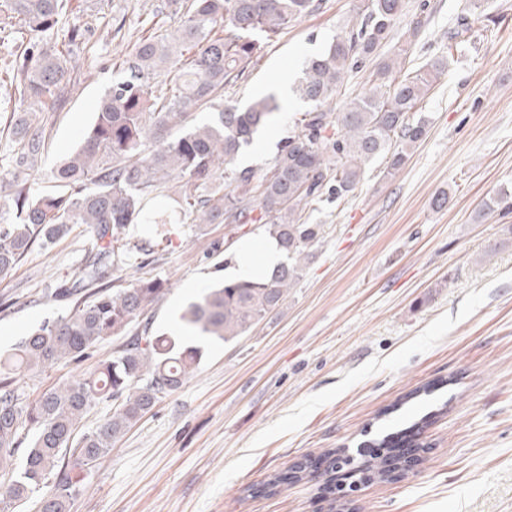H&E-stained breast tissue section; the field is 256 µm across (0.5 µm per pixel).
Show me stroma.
<instances>
[{"mask_svg":"<svg viewBox=\"0 0 512 512\" xmlns=\"http://www.w3.org/2000/svg\"><path fill=\"white\" fill-rule=\"evenodd\" d=\"M320 9L266 44L258 62L224 92L228 104L296 82L304 61L322 52L355 12L357 0H320ZM388 55L412 20L423 27L410 61L419 67L452 53L422 110L426 138L395 176L371 164L345 199L308 207L321 225L314 258L282 307L252 333L205 345L197 371L161 398L91 470L71 512H324L323 485L293 483L266 495L269 476L302 458L326 463L327 448L355 449L377 432L397 446L422 438L427 450L387 484L369 482L349 512H512V212L476 220L480 202L512 190V0H405ZM183 0H69L50 36L75 46L71 83L45 106L47 139L31 180L79 146L112 82V59L131 53L142 20L162 14L178 26ZM470 30L449 45L458 17ZM308 106L291 97L262 129V152L245 148L239 168L263 174ZM448 192L443 208L435 195ZM166 239L119 271L121 284L168 279L152 311L155 329L178 333L182 309L226 275L237 249L266 238L264 225L213 224L207 235L171 224ZM84 224L50 246L34 244L0 275V352L43 321L70 313L51 299L73 277L91 244ZM489 261L476 257L489 247ZM113 337L91 358L23 372L32 399L90 372L120 345ZM435 391L411 398L424 385Z\"/></svg>","mask_w":512,"mask_h":512,"instance_id":"1","label":"stroma"}]
</instances>
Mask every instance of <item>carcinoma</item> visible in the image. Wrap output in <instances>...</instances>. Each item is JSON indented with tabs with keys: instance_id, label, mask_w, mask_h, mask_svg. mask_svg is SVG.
Instances as JSON below:
<instances>
[{
	"instance_id": "1",
	"label": "carcinoma",
	"mask_w": 512,
	"mask_h": 512,
	"mask_svg": "<svg viewBox=\"0 0 512 512\" xmlns=\"http://www.w3.org/2000/svg\"><path fill=\"white\" fill-rule=\"evenodd\" d=\"M181 25L168 30L162 18L149 19L117 69L80 147L51 171L53 190L41 192L29 181L45 151V100L70 81L68 61L47 40L66 0H0V15L16 20L14 39L23 64L5 74L16 86L23 115L10 125L18 146L0 170V275L12 270L37 239L50 244L76 224L93 229L94 242L81 271L54 289L51 297L73 305L70 314L43 322L11 351L0 354V468L24 451L20 468L0 483V512L27 506L40 491L43 512H69L90 468L107 455L116 439L147 413L159 396L177 390L198 368L202 348L186 346L153 329L148 317L168 289V280L142 278L124 287L112 272L142 250L123 239L131 224H147L160 236L167 224H190L204 233L210 224H266L286 261L261 279L226 280L201 293L180 314L182 330L204 341L228 343L248 335L277 311L302 276L320 225L302 222V212L323 195L338 199L355 192L366 167L385 162L394 176L428 132L421 105L448 69L449 56L405 69L408 46L422 23H411L404 45L374 67L370 86L329 119L324 107L339 94L347 73L372 60L390 38L403 0H359L355 15L326 49L308 58L295 86L310 105L296 132L278 149L261 176L237 167L241 149L278 118L274 95L246 107L224 103V89L235 84L259 58L255 31L268 40L320 8L318 0H189ZM175 59L165 90L154 94L150 80ZM212 111L196 125L193 114ZM175 183L176 197L147 209L146 197ZM512 209L503 191L483 201L476 217ZM115 336L126 340L112 358L86 376L22 398L15 374L62 361H80ZM112 402V413L91 432L77 435L83 417L96 404ZM361 466L379 483L392 480L400 460L389 439ZM323 473L304 460L272 475L275 494L288 481L319 479Z\"/></svg>"
}]
</instances>
